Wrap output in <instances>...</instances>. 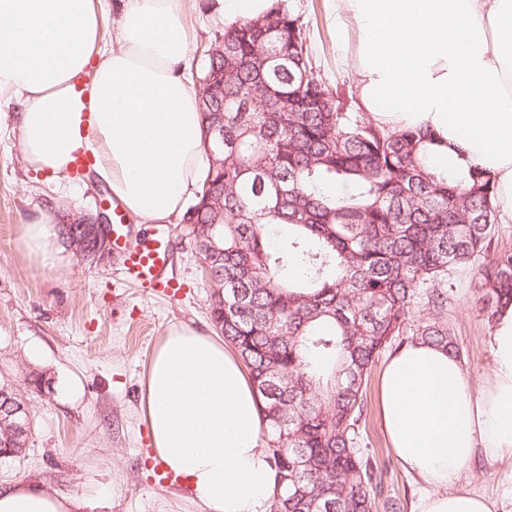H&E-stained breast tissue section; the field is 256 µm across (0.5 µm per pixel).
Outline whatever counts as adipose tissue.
<instances>
[{"label": "adipose tissue", "mask_w": 512, "mask_h": 512, "mask_svg": "<svg viewBox=\"0 0 512 512\" xmlns=\"http://www.w3.org/2000/svg\"><path fill=\"white\" fill-rule=\"evenodd\" d=\"M336 44L358 71L362 109L391 130H423L447 161L495 182L512 218V0H329ZM94 0H0V90L18 93L20 152L59 177L75 155L135 215L167 221L203 171L198 99L178 69L190 32L177 0H125L116 49L100 45ZM95 104L83 113L82 98ZM491 374L475 389L459 360L417 340L390 356L378 397L387 444L425 485L414 512H491L460 486L476 454L512 455V303L491 332ZM257 392L219 337L180 325L152 350L140 407L152 459L201 512H269L277 483ZM37 479L0 487V512H76Z\"/></svg>", "instance_id": "adipose-tissue-1"}]
</instances>
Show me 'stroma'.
Masks as SVG:
<instances>
[{
	"label": "stroma",
	"mask_w": 512,
	"mask_h": 512,
	"mask_svg": "<svg viewBox=\"0 0 512 512\" xmlns=\"http://www.w3.org/2000/svg\"><path fill=\"white\" fill-rule=\"evenodd\" d=\"M216 0H184L193 34L181 69L198 86L202 51L225 30ZM310 27L318 73L342 98L357 104L358 76L338 61L336 23L328 0H293ZM23 106L11 92L0 93V382L11 384L28 404L31 432L23 451L0 458V486L36 478L92 512H199L184 487H161L152 480L154 463L148 427L140 410L141 382L153 347L167 330L187 325L212 332L208 308L212 288L204 261L190 243L180 216L157 225L136 215L133 231L164 233L171 263L167 275L178 287L165 297L124 278L115 255L89 261L57 240L59 261L42 265L20 245L26 224L39 214L60 223L69 214L94 215L105 199L95 172L48 178L27 169L20 154L19 114ZM443 313L474 387H482L492 368V325L483 319L478 268L451 276ZM76 376L79 400L58 394L62 379ZM41 385H34V377ZM378 371L366 387L368 412L359 432L362 447L376 461L381 495L411 512L419 482L390 452L377 406ZM486 498L494 512H512V458L476 455L459 480Z\"/></svg>",
	"instance_id": "1"
}]
</instances>
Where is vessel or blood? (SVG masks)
Returning <instances> with one entry per match:
<instances>
[{
    "mask_svg": "<svg viewBox=\"0 0 512 512\" xmlns=\"http://www.w3.org/2000/svg\"><path fill=\"white\" fill-rule=\"evenodd\" d=\"M123 219V213H115L112 252L121 258L125 275L149 287L163 289L165 294H172L173 286L165 277L169 264L166 243L146 237H133L130 226L124 224Z\"/></svg>",
    "mask_w": 512,
    "mask_h": 512,
    "instance_id": "b4317fda",
    "label": "vessel or blood"
}]
</instances>
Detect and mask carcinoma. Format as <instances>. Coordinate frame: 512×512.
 Returning <instances> with one entry per match:
<instances>
[{
  "label": "carcinoma",
  "instance_id": "carcinoma-1",
  "mask_svg": "<svg viewBox=\"0 0 512 512\" xmlns=\"http://www.w3.org/2000/svg\"><path fill=\"white\" fill-rule=\"evenodd\" d=\"M267 19L224 31V52L206 61L202 122L224 116V156L182 223L216 286L211 321L256 388L278 477L270 512H376L378 467L358 436L376 359L408 334L458 355L448 325L415 322L412 307L444 309L450 273L479 261L492 321L512 301V249L492 247L487 172L436 161L428 133L345 108L316 73L293 7ZM292 53L309 74L299 94ZM292 95L302 111H285ZM25 445L13 421L0 422V446Z\"/></svg>",
  "mask_w": 512,
  "mask_h": 512
}]
</instances>
